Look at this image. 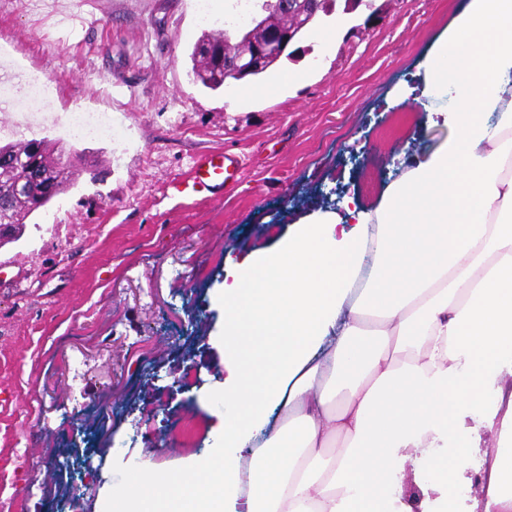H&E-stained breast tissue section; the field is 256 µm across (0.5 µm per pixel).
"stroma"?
<instances>
[{
	"mask_svg": "<svg viewBox=\"0 0 512 512\" xmlns=\"http://www.w3.org/2000/svg\"><path fill=\"white\" fill-rule=\"evenodd\" d=\"M467 0H391L387 17L336 0L283 72L301 82L242 101L194 83L210 23L198 0H0L10 82L42 76L41 110L0 103V145L47 138L80 151L75 184L0 248V512H101L141 459L171 469L207 455L170 430L224 410L207 392L224 364L207 339L224 308V259L286 237L293 219L371 197L453 134L421 107V64ZM72 112H108L109 137L72 138ZM245 162L220 200L186 196L200 153Z\"/></svg>",
	"mask_w": 512,
	"mask_h": 512,
	"instance_id": "1",
	"label": "stroma"
}]
</instances>
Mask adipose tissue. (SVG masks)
Returning a JSON list of instances; mask_svg holds the SVG:
<instances>
[{"label":"adipose tissue","mask_w":512,"mask_h":512,"mask_svg":"<svg viewBox=\"0 0 512 512\" xmlns=\"http://www.w3.org/2000/svg\"><path fill=\"white\" fill-rule=\"evenodd\" d=\"M422 67L454 136L377 206L232 265L210 454L134 467L112 512H412L413 449L436 475L423 512H512V0H468Z\"/></svg>","instance_id":"ef3b65f1"}]
</instances>
